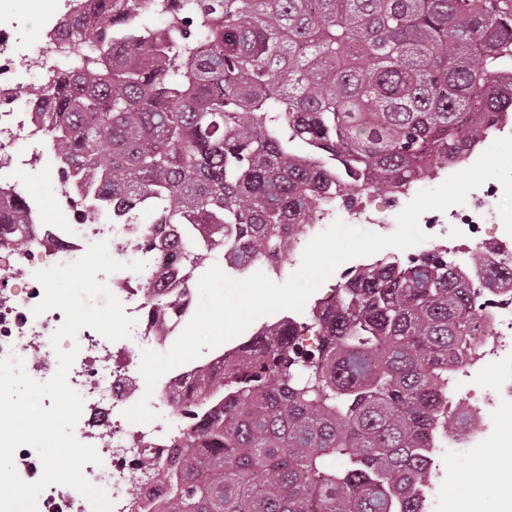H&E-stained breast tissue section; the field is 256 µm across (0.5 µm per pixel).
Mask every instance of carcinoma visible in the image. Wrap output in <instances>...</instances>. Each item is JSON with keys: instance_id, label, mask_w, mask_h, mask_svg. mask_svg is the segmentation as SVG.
I'll use <instances>...</instances> for the list:
<instances>
[{"instance_id": "obj_1", "label": "carcinoma", "mask_w": 512, "mask_h": 512, "mask_svg": "<svg viewBox=\"0 0 512 512\" xmlns=\"http://www.w3.org/2000/svg\"><path fill=\"white\" fill-rule=\"evenodd\" d=\"M164 25L149 24L153 16ZM72 65L36 87L61 177L94 213L182 224L166 248L268 262L336 200L399 193L512 115V0H91ZM0 188V251L31 242ZM183 406L202 448L165 512H427L448 373L485 335L468 279L433 248L382 258Z\"/></svg>"}]
</instances>
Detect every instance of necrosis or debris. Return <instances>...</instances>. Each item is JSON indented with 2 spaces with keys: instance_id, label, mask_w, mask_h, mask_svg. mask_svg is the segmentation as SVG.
Returning <instances> with one entry per match:
<instances>
[{
  "instance_id": "obj_1",
  "label": "necrosis or debris",
  "mask_w": 512,
  "mask_h": 512,
  "mask_svg": "<svg viewBox=\"0 0 512 512\" xmlns=\"http://www.w3.org/2000/svg\"><path fill=\"white\" fill-rule=\"evenodd\" d=\"M81 0H58L57 16L47 17L35 54L19 47L15 24L0 21V184L10 173L40 164L52 150L49 137L34 118L30 104L19 103L16 88L25 70L39 68L51 74L65 66L67 54L58 43L60 16H69ZM58 203L66 218L61 224H37L34 242L13 252L10 265H0V356L14 354L24 362L27 374L45 382L58 368L51 336L64 315L57 309L35 314L44 296L36 271L78 260L91 244L106 242L121 270L100 274L99 279L120 301L125 313L136 321L129 337L111 341L95 329L79 330L74 340L78 353L67 381L83 399L82 413L75 425L83 444L93 446L99 463H89L83 474L104 487L112 512H155L170 497L167 484L157 480V466L166 465L176 450L173 441L185 430L182 407L191 390L196 370L204 369L223 377L224 367L240 356L239 348L221 346L206 357L173 369L147 388L136 367L138 352L145 344L165 348L177 331L191 318L198 305L190 287L201 270L186 260L166 258L164 253L146 249L145 240L161 236L159 227L146 224H112L82 218L72 188H58ZM503 194L497 181H487L469 193L468 202L449 208L447 216L425 214L419 219L426 233L425 248L447 247L448 258L462 270L512 268V235L506 230L488 233L495 223V204ZM149 260L146 273L133 271L132 263ZM25 275L17 285L14 269ZM160 281L167 294L180 298L179 311L163 313L151 290ZM480 293L486 329L482 341L463 352L454 369L448 390L449 405H460L469 416L468 425L449 432L445 450L482 448L504 440L496 414L512 410V291L488 288L485 280L474 283ZM501 369L494 390L476 386L478 374L489 363ZM147 399L154 420L129 421L124 412L140 399ZM37 512H94L90 501L72 487L54 484L37 499Z\"/></svg>"
}]
</instances>
